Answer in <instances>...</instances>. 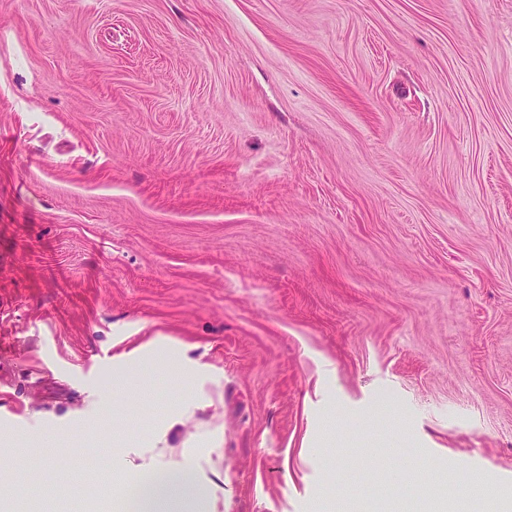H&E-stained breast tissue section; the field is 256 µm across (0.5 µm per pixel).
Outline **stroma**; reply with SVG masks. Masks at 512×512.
<instances>
[{
	"label": "stroma",
	"instance_id": "stroma-1",
	"mask_svg": "<svg viewBox=\"0 0 512 512\" xmlns=\"http://www.w3.org/2000/svg\"><path fill=\"white\" fill-rule=\"evenodd\" d=\"M0 499L494 512L512 0H0ZM135 474L132 484L141 486L145 490V497L141 508L131 509L133 512H167L176 508L167 505L169 498L174 491H181L189 497L186 491L176 485L177 477L185 471L178 466L168 465L162 462H156L152 457L135 465ZM166 476L167 481L162 483H153L152 478Z\"/></svg>",
	"mask_w": 512,
	"mask_h": 512
}]
</instances>
